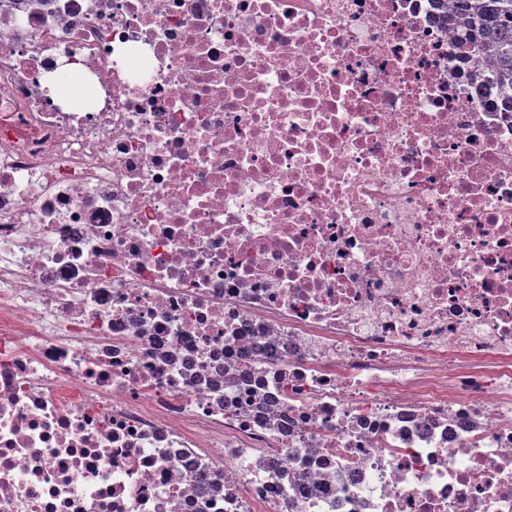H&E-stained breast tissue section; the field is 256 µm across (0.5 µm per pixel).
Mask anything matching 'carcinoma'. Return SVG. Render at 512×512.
Instances as JSON below:
<instances>
[{
	"label": "carcinoma",
	"instance_id": "cac0c4a2",
	"mask_svg": "<svg viewBox=\"0 0 512 512\" xmlns=\"http://www.w3.org/2000/svg\"><path fill=\"white\" fill-rule=\"evenodd\" d=\"M439 12L449 15L452 29L462 30L459 41L488 60L495 84L512 104V0H439Z\"/></svg>",
	"mask_w": 512,
	"mask_h": 512
}]
</instances>
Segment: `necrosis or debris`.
Instances as JSON below:
<instances>
[{
    "instance_id": "necrosis-or-debris-1",
    "label": "necrosis or debris",
    "mask_w": 512,
    "mask_h": 512,
    "mask_svg": "<svg viewBox=\"0 0 512 512\" xmlns=\"http://www.w3.org/2000/svg\"><path fill=\"white\" fill-rule=\"evenodd\" d=\"M434 4L0 0V512H512V112ZM43 85L49 90L50 95L67 109L80 105L89 95V87L81 83L72 85L77 90L75 93L63 91L59 87V81H56L52 74L43 77Z\"/></svg>"
}]
</instances>
